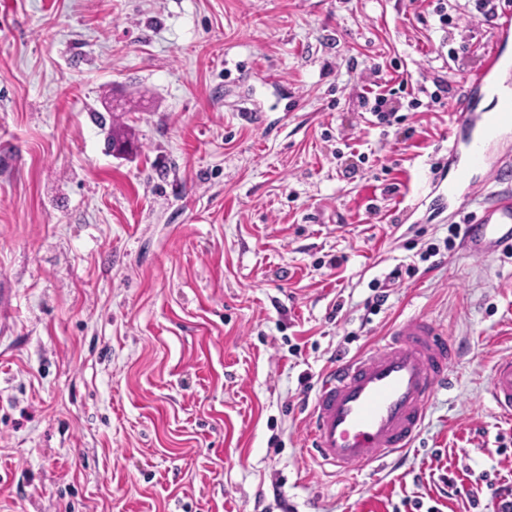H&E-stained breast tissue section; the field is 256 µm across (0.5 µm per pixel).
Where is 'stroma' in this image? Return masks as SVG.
<instances>
[{"instance_id": "35a3bbf8", "label": "stroma", "mask_w": 512, "mask_h": 512, "mask_svg": "<svg viewBox=\"0 0 512 512\" xmlns=\"http://www.w3.org/2000/svg\"><path fill=\"white\" fill-rule=\"evenodd\" d=\"M493 35L473 0H0V512H488L512 257L445 246L485 202L437 188L452 104L388 127L361 93L459 96ZM418 315L451 388L398 463L320 468V372ZM402 276V266H397L384 278V280H373L370 283L369 287L373 292H375L367 304L370 311L378 312L380 310L381 306L387 302L390 296V289H387L390 287V283L395 280L399 281Z\"/></svg>"}]
</instances>
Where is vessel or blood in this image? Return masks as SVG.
I'll return each instance as SVG.
<instances>
[{
	"instance_id": "b4317fda",
	"label": "vessel or blood",
	"mask_w": 512,
	"mask_h": 512,
	"mask_svg": "<svg viewBox=\"0 0 512 512\" xmlns=\"http://www.w3.org/2000/svg\"><path fill=\"white\" fill-rule=\"evenodd\" d=\"M512 71V25L501 24L482 68L465 82L456 101L451 132L465 153L449 191L472 187L471 173L512 180V162L488 165V139L512 129V86L502 83ZM463 250L475 258L512 251V191L501 190L467 224ZM460 355L446 331L421 315L393 325L381 341L323 371L306 417L307 452L319 466L343 474L356 467H385L394 454L411 448L436 395L450 384L449 368ZM489 399L512 419V355L491 370Z\"/></svg>"
}]
</instances>
